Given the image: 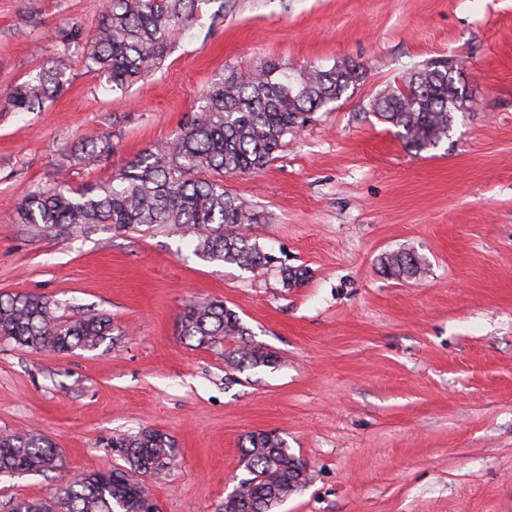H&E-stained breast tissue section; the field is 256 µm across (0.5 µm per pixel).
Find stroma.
<instances>
[{
  "label": "stroma",
  "instance_id": "stroma-1",
  "mask_svg": "<svg viewBox=\"0 0 512 512\" xmlns=\"http://www.w3.org/2000/svg\"><path fill=\"white\" fill-rule=\"evenodd\" d=\"M103 0H0V294L52 297L126 331L70 355L0 340V434L61 449V472L0 480V512L65 476L107 470L113 437L151 427L179 459L150 482L161 512H215L247 472L254 431L284 438L310 483L274 512H512V0H202L160 67L113 88L64 51L93 34ZM68 54L66 91L29 112L8 94ZM461 62L474 99L437 148L414 153L371 109L404 73ZM274 60L342 61L366 75L315 113L257 173L224 186L261 212L253 271L193 253L181 232L97 227L34 236L26 193L104 185L198 114L206 89ZM96 146V165L75 151ZM411 250L422 275L383 255ZM306 280L284 287L280 270ZM224 301L277 368L228 370L188 346L178 319ZM381 265L385 272L398 279L416 277L422 272L420 258L408 250L390 253L381 259Z\"/></svg>",
  "mask_w": 512,
  "mask_h": 512
}]
</instances>
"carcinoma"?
Masks as SVG:
<instances>
[{
	"mask_svg": "<svg viewBox=\"0 0 512 512\" xmlns=\"http://www.w3.org/2000/svg\"><path fill=\"white\" fill-rule=\"evenodd\" d=\"M198 0H106L96 33L83 41L79 27L59 31L66 44L85 43L87 65L124 88L158 68L175 37L193 20ZM66 59L43 68L33 83L15 86L10 101L18 112L60 94ZM298 85L288 89V69L266 62L236 72L203 94L202 112L169 140L144 151L112 176L106 186L78 191L58 186L29 192L23 200L26 223L35 231L69 237L96 226L123 231L170 227L192 237L194 253L208 261L255 270L269 256L249 233L259 222L255 210L224 188V176L263 170L285 138L298 133L313 112L337 102L363 79L356 64L297 71ZM472 95L452 62L426 66L402 76L380 93L373 112L396 128L404 146L416 153L448 138L456 114L470 110ZM390 276L412 278L421 260L408 250L381 259ZM304 269L284 268V287L306 279ZM180 336L191 347L219 350L230 369L275 367L278 356L248 341V328L221 301L200 298L179 317ZM122 333L104 314L70 318L44 295L0 296V339L32 351H94L114 333ZM123 464L112 470L86 471L69 478L41 498L22 497L10 512H160L146 483L177 463V448L165 432L144 428L112 443ZM248 477L238 493L217 512H273L309 482L306 465L275 432L250 433L241 448ZM66 467L62 451L48 437L29 431L0 436V476L46 474Z\"/></svg>",
	"mask_w": 512,
	"mask_h": 512,
	"instance_id": "cac0c4a2",
	"label": "carcinoma"
}]
</instances>
